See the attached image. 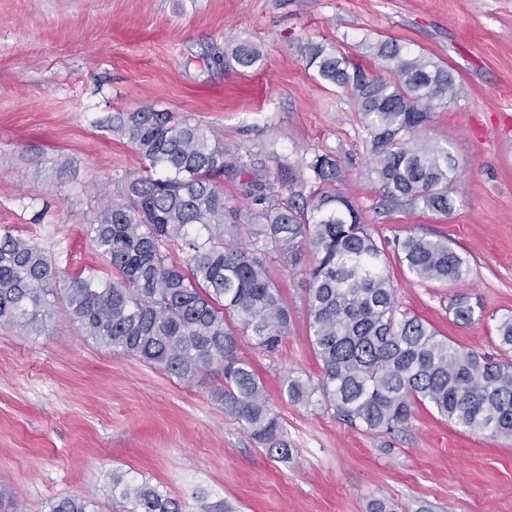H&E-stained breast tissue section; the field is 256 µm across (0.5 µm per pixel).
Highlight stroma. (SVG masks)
Segmentation results:
<instances>
[{"instance_id":"1","label":"stroma","mask_w":512,"mask_h":512,"mask_svg":"<svg viewBox=\"0 0 512 512\" xmlns=\"http://www.w3.org/2000/svg\"><path fill=\"white\" fill-rule=\"evenodd\" d=\"M448 66L461 89L421 135L448 151L453 208L384 203L369 175L373 133L348 90L321 80L304 48L320 44L384 74L371 47ZM251 43L249 68L209 64ZM202 124L248 167L315 188L304 164L336 159V190L378 240H447L466 256L463 282H421L390 259L400 311L450 344L512 361L497 326L512 314V0H0V227L33 240L62 280L104 262L83 226L96 191L140 169L112 117L143 108ZM315 257L269 259L291 315L275 352L242 341L288 431L269 457L205 387L87 339L55 305L40 334L0 324V499L6 512H48L65 496L112 512L116 473L160 486L197 512L220 499L237 512H512V440L464 432L428 406L378 435L347 424L320 395L288 401L280 380L318 384L304 288ZM483 315L456 323L452 296Z\"/></svg>"}]
</instances>
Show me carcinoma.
<instances>
[{
	"mask_svg": "<svg viewBox=\"0 0 512 512\" xmlns=\"http://www.w3.org/2000/svg\"><path fill=\"white\" fill-rule=\"evenodd\" d=\"M309 66L324 81L351 92L375 132L371 172L386 197L440 214L449 210L448 184L456 166L419 133L431 112L460 92L448 67L405 52L394 41L375 46L392 78L348 70L343 58L319 44L305 46ZM248 68L258 51L235 48ZM141 160V169L100 198L86 236L104 261L65 288L45 250L9 230L0 232V322L41 331L45 311L61 301L83 334L112 352L155 364L188 384L208 386L260 448L288 458L290 443L268 404L263 380L240 356V337L267 352L288 334L290 315L267 267L289 265L304 249L317 256L309 272V338L322 365L319 385L282 379L294 403L321 392L323 403L354 426L392 434L428 405L463 431L512 440V364L458 349L417 316L399 310L386 271L389 254L423 282H462L468 259L448 242L408 235L382 245L361 224L350 200L337 193L336 160L307 162L314 183L302 205L283 195L287 185L254 177L244 183L252 207L224 199V177L246 173L235 152L198 124L173 122L148 108L112 117ZM247 228L254 241L234 235ZM185 255L182 263L170 250ZM450 310L460 324L483 313L460 296ZM112 499L127 512H185L170 493L147 482L112 476ZM49 512H99L96 502L61 498Z\"/></svg>",
	"mask_w": 512,
	"mask_h": 512,
	"instance_id": "cac0c4a2",
	"label": "carcinoma"
}]
</instances>
